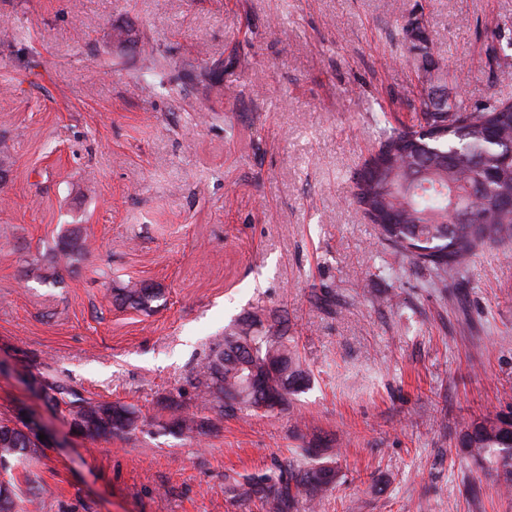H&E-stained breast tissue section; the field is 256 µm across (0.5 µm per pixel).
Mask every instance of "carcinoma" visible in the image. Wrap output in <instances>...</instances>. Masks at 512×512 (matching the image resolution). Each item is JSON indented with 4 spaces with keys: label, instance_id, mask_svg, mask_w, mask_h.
<instances>
[{
    "label": "carcinoma",
    "instance_id": "carcinoma-1",
    "mask_svg": "<svg viewBox=\"0 0 512 512\" xmlns=\"http://www.w3.org/2000/svg\"><path fill=\"white\" fill-rule=\"evenodd\" d=\"M492 130L512 139V103L490 99L471 109L458 100L434 112L422 107L411 128L384 131L369 160L379 174L364 179L358 172L354 177V197L377 225L380 240L433 270L443 282L478 246L512 238V211L496 206L498 197L512 194V160L490 140ZM461 208L472 212L476 222H458ZM389 211L396 212L400 223H383ZM85 251V239L69 230L59 239L52 264L75 261ZM154 297L153 289L143 284L128 285L118 294L131 308L145 307ZM308 377L285 323L263 309L224 331L197 375L208 397L226 413L288 406ZM80 403L88 437L122 435L137 427L138 416L125 406ZM503 417L499 413L473 421L459 434L458 453L491 467L501 488L512 493V431L501 428ZM175 425L187 435L203 427L188 410ZM36 447L10 423L0 422V474L9 484L0 487V512H11L14 504L12 468L39 455ZM338 474L328 461L299 466L243 486L240 495L260 502L265 512H293L301 499L321 501Z\"/></svg>",
    "mask_w": 512,
    "mask_h": 512
}]
</instances>
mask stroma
Here are the masks:
<instances>
[{
	"mask_svg": "<svg viewBox=\"0 0 512 512\" xmlns=\"http://www.w3.org/2000/svg\"><path fill=\"white\" fill-rule=\"evenodd\" d=\"M502 66L512 0H0V420L45 435L15 512L32 494L40 512H261L234 482L315 447L341 474L320 512H512L455 450L512 411V240L444 286L352 188L421 100L512 102ZM75 227L83 258L36 279ZM130 282L149 308L117 302ZM260 309L311 383L289 409L223 414L197 374ZM48 383L137 429L77 433ZM188 406L202 433L174 428Z\"/></svg>",
	"mask_w": 512,
	"mask_h": 512,
	"instance_id": "1",
	"label": "stroma"
}]
</instances>
